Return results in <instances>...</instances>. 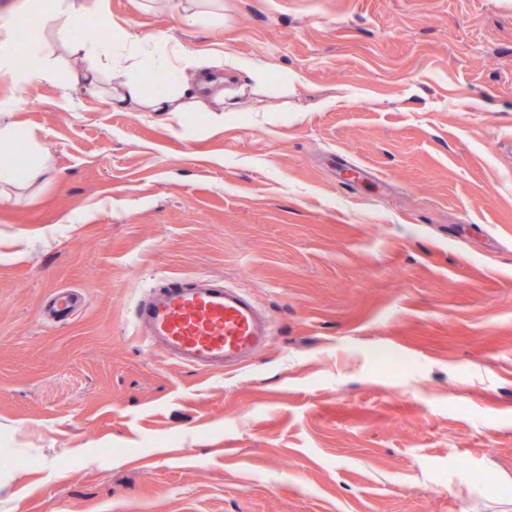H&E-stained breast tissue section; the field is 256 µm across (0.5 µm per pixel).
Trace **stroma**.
I'll use <instances>...</instances> for the list:
<instances>
[{
	"instance_id": "stroma-1",
	"label": "stroma",
	"mask_w": 512,
	"mask_h": 512,
	"mask_svg": "<svg viewBox=\"0 0 512 512\" xmlns=\"http://www.w3.org/2000/svg\"><path fill=\"white\" fill-rule=\"evenodd\" d=\"M223 4L87 20L262 66L218 124L115 110L108 55L92 88L0 76L45 160L0 188V512H512V0ZM198 274L270 314L256 360L137 335Z\"/></svg>"
}]
</instances>
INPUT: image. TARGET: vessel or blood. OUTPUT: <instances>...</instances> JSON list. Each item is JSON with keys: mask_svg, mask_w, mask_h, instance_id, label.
Returning <instances> with one entry per match:
<instances>
[{"mask_svg": "<svg viewBox=\"0 0 512 512\" xmlns=\"http://www.w3.org/2000/svg\"><path fill=\"white\" fill-rule=\"evenodd\" d=\"M138 334L163 357L201 371L237 368L268 345L273 322L240 287L209 275L164 278L139 295Z\"/></svg>", "mask_w": 512, "mask_h": 512, "instance_id": "1", "label": "vessel or blood"}]
</instances>
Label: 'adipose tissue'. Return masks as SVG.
<instances>
[{
  "mask_svg": "<svg viewBox=\"0 0 512 512\" xmlns=\"http://www.w3.org/2000/svg\"><path fill=\"white\" fill-rule=\"evenodd\" d=\"M28 8L35 14L51 12L76 31L86 16L102 12L103 0H28ZM67 50L73 60L70 71L58 72L50 60L41 56L35 57L34 69L53 81L64 78L66 85L73 88L101 83L97 46L76 38ZM148 65L167 75L166 82L150 94L141 79V71ZM109 96L117 109L133 105L143 112H192L210 102L223 105L224 79L192 50L182 46L159 50L125 31L115 40Z\"/></svg>",
  "mask_w": 512,
  "mask_h": 512,
  "instance_id": "adipose-tissue-1",
  "label": "adipose tissue"
}]
</instances>
